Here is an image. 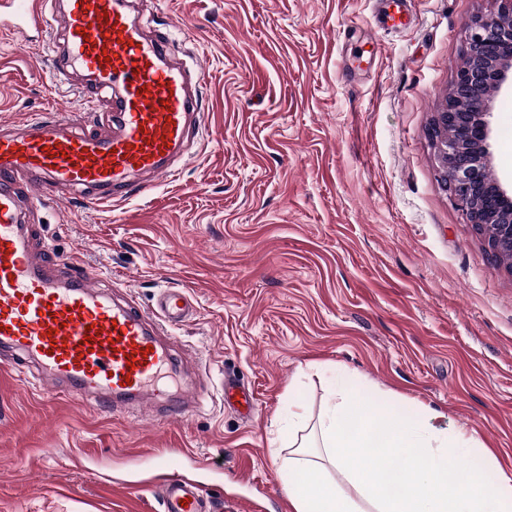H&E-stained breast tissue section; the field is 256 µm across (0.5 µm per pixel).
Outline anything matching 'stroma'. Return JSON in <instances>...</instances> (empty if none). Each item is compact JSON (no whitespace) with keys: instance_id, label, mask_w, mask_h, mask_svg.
Returning <instances> with one entry per match:
<instances>
[{"instance_id":"35a3bbf8","label":"stroma","mask_w":512,"mask_h":512,"mask_svg":"<svg viewBox=\"0 0 512 512\" xmlns=\"http://www.w3.org/2000/svg\"><path fill=\"white\" fill-rule=\"evenodd\" d=\"M498 8L412 0L393 28L376 0H142L147 29L202 72L192 152L125 200L38 205L34 244L81 255L146 310L189 289L196 313L170 341L208 402L181 419L104 412L0 362V512H162L174 474L201 483L206 512H228L240 482L245 512H288L271 453L288 406L318 417L342 381L411 422L438 410L491 452L487 478L512 474V271L450 204L427 134L466 22ZM57 26L0 34V122L72 106L51 86ZM490 121L510 185L512 89ZM228 378L253 391L250 414L225 402Z\"/></svg>"}]
</instances>
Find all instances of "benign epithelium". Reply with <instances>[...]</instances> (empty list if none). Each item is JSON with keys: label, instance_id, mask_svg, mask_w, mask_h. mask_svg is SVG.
<instances>
[{"label": "benign epithelium", "instance_id": "obj_1", "mask_svg": "<svg viewBox=\"0 0 512 512\" xmlns=\"http://www.w3.org/2000/svg\"><path fill=\"white\" fill-rule=\"evenodd\" d=\"M495 15L475 16L467 24L464 62L458 66L452 91L474 101L471 112H458L455 103L446 100L435 121L454 125L457 136L438 145L437 175L449 191V200L473 228L492 220H503L501 236L486 244L497 262L504 254L512 255V191L501 182L493 187L482 184L477 176L478 165L490 158L489 141L493 95L481 92L487 73H493L494 92L512 84V0Z\"/></svg>", "mask_w": 512, "mask_h": 512}]
</instances>
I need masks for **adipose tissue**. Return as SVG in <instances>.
<instances>
[{
    "mask_svg": "<svg viewBox=\"0 0 512 512\" xmlns=\"http://www.w3.org/2000/svg\"><path fill=\"white\" fill-rule=\"evenodd\" d=\"M436 417L428 411L412 426L396 408L368 410L337 385L280 460L291 512H512V477L486 481L493 458L466 430L438 428Z\"/></svg>",
    "mask_w": 512,
    "mask_h": 512,
    "instance_id": "1",
    "label": "adipose tissue"
}]
</instances>
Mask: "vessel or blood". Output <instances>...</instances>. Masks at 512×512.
I'll return each instance as SVG.
<instances>
[{
	"instance_id": "b4317fda",
	"label": "vessel or blood",
	"mask_w": 512,
	"mask_h": 512,
	"mask_svg": "<svg viewBox=\"0 0 512 512\" xmlns=\"http://www.w3.org/2000/svg\"><path fill=\"white\" fill-rule=\"evenodd\" d=\"M62 12L52 41L67 70L87 74L69 113L22 125H0V348L36 361L55 396L54 381L80 401L109 410L136 406L185 417V393L159 405L154 386L173 367L166 327L189 317V290L169 288L153 310L112 300L78 256L50 262L37 254L31 214L34 193L102 204L154 188L171 173L199 125L191 73L173 60L168 35H146L128 0H0V29L17 35L41 29L49 12ZM106 95L111 130L85 114L90 95ZM98 335L86 340V326ZM164 512H203L194 484L169 480Z\"/></svg>"
}]
</instances>
